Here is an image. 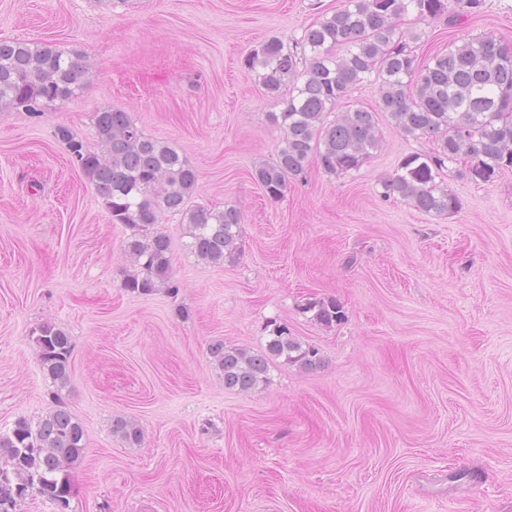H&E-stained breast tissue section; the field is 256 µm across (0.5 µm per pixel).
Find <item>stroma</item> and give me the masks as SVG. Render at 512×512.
Here are the masks:
<instances>
[{
	"mask_svg": "<svg viewBox=\"0 0 512 512\" xmlns=\"http://www.w3.org/2000/svg\"><path fill=\"white\" fill-rule=\"evenodd\" d=\"M343 4L0 0V42L54 44L89 67L78 98L0 112V430L52 407L31 331L58 325L87 438L68 512H512V170L489 184L443 170L451 215L383 197L404 156L435 149L383 118L359 170L308 166L276 202L252 177L282 146L270 115L283 103L245 56L273 37L295 47ZM398 28L419 33L423 64L472 36L512 46V0ZM105 108L184 150L193 204L240 210V256L198 260L167 214L177 292L125 290L130 230L57 136L99 150ZM327 297L346 313L331 328L301 309ZM277 323L323 365L279 362L268 384L225 389L209 343L257 352ZM117 417L137 422L139 446L113 435Z\"/></svg>",
	"mask_w": 512,
	"mask_h": 512,
	"instance_id": "35a3bbf8",
	"label": "stroma"
}]
</instances>
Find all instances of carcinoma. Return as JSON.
Wrapping results in <instances>:
<instances>
[{
    "label": "carcinoma",
    "mask_w": 512,
    "mask_h": 512,
    "mask_svg": "<svg viewBox=\"0 0 512 512\" xmlns=\"http://www.w3.org/2000/svg\"><path fill=\"white\" fill-rule=\"evenodd\" d=\"M484 0H345L304 32L302 59L278 39L253 49L244 66L257 74L267 93L289 87L288 101L271 121L284 131L277 158L254 168L253 178L266 197L277 201L288 179L317 165L330 175L358 170L378 145V115L406 138L427 137L435 152L403 157L394 174L382 181V195L399 197L425 213H455L459 199L436 179L445 163L459 164V176L487 184L512 169V48L491 35L463 40L417 63L412 47L396 22L413 12L418 19H462L482 12ZM87 65L71 50L50 44L0 43V112H42L47 102L75 98ZM376 75L377 108L335 112L352 89ZM336 119L330 121V114ZM104 151L97 153L68 128L57 129L73 165L94 186L115 224L131 230L126 253L134 271L124 288L142 296L174 288L171 240L154 230L162 214L177 213L185 221L188 249L200 260L219 262L242 252L240 211L233 207L188 206L198 174L177 145L144 135L129 113L107 109L94 116ZM303 312L330 328L345 320L333 298L308 300ZM44 375L57 390L69 383L71 337L54 323L31 332ZM221 369L224 388L249 391L268 381L270 365L282 358L305 371L320 367L319 349L302 344L278 326L265 350L251 353L222 340L209 345ZM53 407L33 423L19 418L0 432V460L9 464L0 475V512H17L30 493L69 507L71 470L87 447L82 423L66 408L59 393ZM112 433L128 445L141 442L135 424L118 418Z\"/></svg>",
    "instance_id": "cac0c4a2"
}]
</instances>
